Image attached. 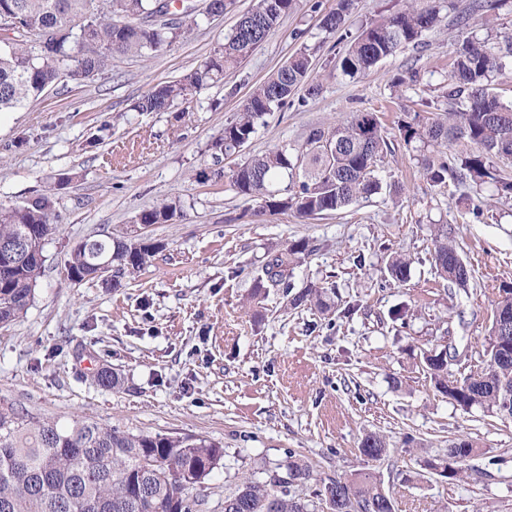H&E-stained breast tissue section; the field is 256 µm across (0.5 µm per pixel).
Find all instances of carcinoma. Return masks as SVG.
Segmentation results:
<instances>
[{"label": "carcinoma", "instance_id": "carcinoma-1", "mask_svg": "<svg viewBox=\"0 0 512 512\" xmlns=\"http://www.w3.org/2000/svg\"><path fill=\"white\" fill-rule=\"evenodd\" d=\"M0 0V19L14 21V38L0 44V112L20 109L61 78L80 84L102 73L115 54L147 56L162 51L205 21L202 12L181 13L179 24L143 25L154 13L155 0ZM354 0H339L321 28L328 34L344 30ZM297 0H259L240 16L208 58L178 79L157 85L130 107L133 112H168L177 103L189 104L224 72L239 66L275 32L281 19L296 8ZM442 22L440 7L427 0H404L398 10L370 22L344 47L339 67L355 79L401 48L419 42ZM512 57V36L499 51L474 37L454 43L451 70L443 91L444 112L397 121L408 146L433 148L464 142L469 149L422 155L420 173L432 187L453 179L480 186L495 182L499 194L512 198V178L494 166V160L512 163V102L491 91L503 58ZM310 54L301 49L271 77L257 85L235 120L224 125L212 144L214 153L228 155L249 142L258 120L273 107L298 96L306 102L320 94L309 80ZM388 141L379 116L359 111L327 128L307 133L293 152L281 147L253 155L231 175L236 192L262 201L271 212L295 210L313 218L342 211L381 189L377 169ZM284 188H279L282 182ZM56 192L50 189L12 204H0V241L27 227L41 230L43 239L56 230ZM173 203L161 202L135 216L136 224H165L180 216ZM434 262L438 276L465 287L471 271L458 255L448 229L434 234ZM87 248L72 252L66 265L68 280L80 284L93 273L96 257L112 253V281L138 273L153 256L151 246L132 248V240L106 235L86 241ZM300 240L287 252L271 256L254 277L256 293L279 288L292 307L308 303L328 308L319 289L309 286L292 293L289 267L307 250ZM390 276L404 282L409 262L394 258ZM43 266L24 263L0 268V326L15 321L28 309ZM512 324V290L504 291L492 308L485 366L458 379L448 377L450 347L424 356V372L434 387L465 410L481 407L512 418V333L498 335V324ZM360 453L378 460L386 443L375 433L363 436ZM476 451L474 442L460 435L448 444L446 457L430 462L436 474L456 479L462 464ZM224 457L219 445L206 439L162 434H133L73 418H35L12 406H0V512H201L198 487ZM249 478L224 495V512H396L392 495L371 472L337 478L322 486L310 500L298 491L314 480L312 467L295 453Z\"/></svg>", "mask_w": 512, "mask_h": 512}]
</instances>
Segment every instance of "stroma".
<instances>
[{"label": "stroma", "instance_id": "1", "mask_svg": "<svg viewBox=\"0 0 512 512\" xmlns=\"http://www.w3.org/2000/svg\"><path fill=\"white\" fill-rule=\"evenodd\" d=\"M257 4L236 0L224 16L152 57L114 56L93 80L61 79L0 116V203L64 184L34 298L0 328V404L34 417L218 443L224 458L200 488L203 512H224L226 491L290 452L313 468L302 489L308 496L323 482L368 470L400 512H512V419L453 405L421 364L423 352L452 340L470 354L449 364L453 376L481 368L491 302L512 288V200L484 185V210L473 218L472 189L453 180L430 187L395 125L403 113L440 107L456 40L474 34L494 46L512 34V0L494 10L452 0L440 26L355 80L337 67L338 36L320 28L337 0H299L190 111H131L152 87L201 63ZM303 48L321 93L273 107L241 152L214 163L210 146L225 124ZM411 68L419 83L395 84ZM359 110L377 111L386 125L379 193L310 219L270 212L234 190L236 164L300 146L309 128ZM217 166L222 180L197 179ZM164 200L179 204L182 215L150 228L158 249L140 272L116 288L68 280L77 245L103 232L132 234L135 216ZM443 224L472 273L467 288L436 273L432 238ZM299 240L308 250L290 282L326 289L330 311L290 308L275 288L252 294L268 254ZM396 255L411 263L402 284L386 272ZM400 308L405 316L393 320ZM103 368L121 378L120 389L97 385ZM370 432L386 442L381 460L358 450ZM462 432L477 450L461 477L432 473L429 462L444 458L449 439Z\"/></svg>", "mask_w": 512, "mask_h": 512}]
</instances>
